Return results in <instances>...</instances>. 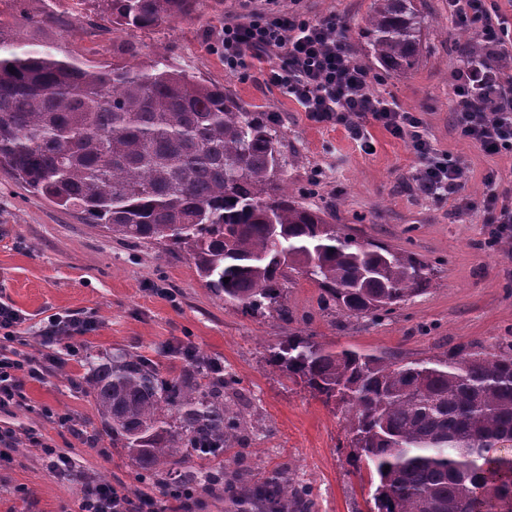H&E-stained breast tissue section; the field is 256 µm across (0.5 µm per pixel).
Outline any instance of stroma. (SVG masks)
Returning a JSON list of instances; mask_svg holds the SVG:
<instances>
[{"label": "stroma", "mask_w": 512, "mask_h": 512, "mask_svg": "<svg viewBox=\"0 0 512 512\" xmlns=\"http://www.w3.org/2000/svg\"><path fill=\"white\" fill-rule=\"evenodd\" d=\"M416 5L425 19L420 60L411 71L386 73L372 66L361 39L373 0H278L285 14L346 21L355 57L374 77V91L419 113L434 148L462 160L465 197L478 203L492 172L512 192V157L487 154L462 140L449 119L453 73L473 29L455 23L448 0ZM239 11L238 0H209L202 17L124 29L90 13L80 0H0V17L18 23V45H57L97 65L147 64L160 54L171 66L224 87L247 111L275 115L289 159L282 176L289 196L325 210L360 239L417 254L433 269L436 285L371 320L324 306L320 288L299 276L283 291L282 311L246 313L206 288L187 255L116 240L26 191L0 169V300L26 316L18 329L25 352L64 357L45 380L25 381V405L0 411V427L15 434L14 448L0 458V512H77L80 486L71 475H50L49 446L91 480L112 483L132 497L162 494V486L140 483L136 467L113 447L85 393L88 353L142 354L163 375L176 376L190 366L183 349H193L200 362L223 370L224 397L247 421L240 445L218 458L225 475L278 471L309 486L308 512H369V475L354 465L345 412L269 366L270 348L299 331L336 347L410 358L467 343L486 349L512 344V244H488V213L478 207L460 212L451 201L422 195L411 147L383 128L371 127L374 150L365 153L344 126L309 119L268 83L256 61L225 70L224 20ZM68 313L90 317L94 331L45 343L40 331L47 319ZM71 344L81 358L67 359ZM61 415L71 418V427L58 423ZM75 427L95 436L96 444L77 440Z\"/></svg>", "instance_id": "stroma-1"}]
</instances>
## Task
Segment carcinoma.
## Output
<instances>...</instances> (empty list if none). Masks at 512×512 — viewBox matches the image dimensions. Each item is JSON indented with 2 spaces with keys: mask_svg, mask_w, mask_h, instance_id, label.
Returning a JSON list of instances; mask_svg holds the SVG:
<instances>
[{
  "mask_svg": "<svg viewBox=\"0 0 512 512\" xmlns=\"http://www.w3.org/2000/svg\"><path fill=\"white\" fill-rule=\"evenodd\" d=\"M124 28L200 16L203 0H82ZM0 18V168L23 188L112 237L159 244L194 261L207 288L246 312L279 302L293 274L347 316L379 318L432 285L416 255L361 241L288 196L275 120L224 87L166 63L103 68L51 48L19 51ZM415 0H375L362 30L385 72L419 58ZM230 278L224 282V278ZM86 393L112 446L155 483L189 457H216L243 420L210 366L171 378L123 350L86 357ZM270 364L324 404L347 409L356 469L373 512H512V345L461 344L405 359L333 349L309 334ZM224 487L239 512H295L308 490L279 473L189 471L174 487Z\"/></svg>",
  "mask_w": 512,
  "mask_h": 512,
  "instance_id": "obj_1",
  "label": "carcinoma"
}]
</instances>
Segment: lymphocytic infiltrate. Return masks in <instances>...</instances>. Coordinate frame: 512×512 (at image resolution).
Returning a JSON list of instances; mask_svg holds the SVG:
<instances>
[{
    "label": "lymphocytic infiltrate",
    "mask_w": 512,
    "mask_h": 512,
    "mask_svg": "<svg viewBox=\"0 0 512 512\" xmlns=\"http://www.w3.org/2000/svg\"><path fill=\"white\" fill-rule=\"evenodd\" d=\"M242 20L225 23L224 68L234 72L246 59L270 63L269 77L284 88L308 117L319 123L344 126L362 151L372 147L371 125L409 143L418 161L415 176L421 193L438 201L462 197L464 167L459 159L439 153L426 126L414 112L401 109L372 89L368 69L353 55L346 26L335 16L310 19L282 15L276 0H243ZM458 25L475 30L479 42L474 56L463 54L452 85V117L458 135L491 155H512V77L500 63L501 49L512 39V25L488 0H448ZM477 53V54H478ZM496 176L485 181L482 205L491 212L489 242L512 240V205L500 203ZM25 319L18 309L0 302V410L22 405L25 378L41 379L58 362L53 354L36 357L20 352L15 343ZM193 493L172 498L170 504L143 493L129 497L108 482L81 485L79 512H194Z\"/></svg>",
    "instance_id": "1"
}]
</instances>
